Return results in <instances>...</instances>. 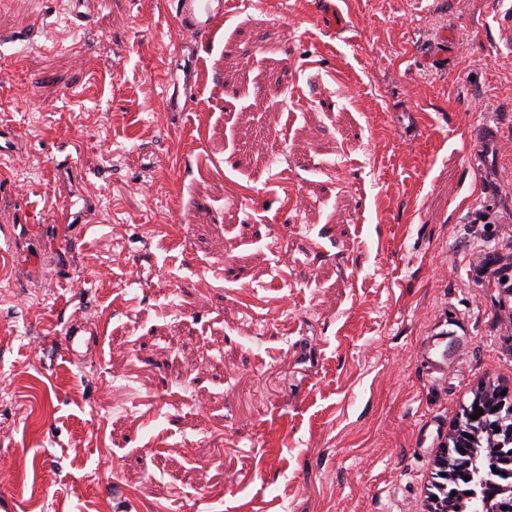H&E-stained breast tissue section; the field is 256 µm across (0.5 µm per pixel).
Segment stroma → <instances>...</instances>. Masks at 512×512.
I'll use <instances>...</instances> for the list:
<instances>
[{"label": "stroma", "instance_id": "obj_1", "mask_svg": "<svg viewBox=\"0 0 512 512\" xmlns=\"http://www.w3.org/2000/svg\"><path fill=\"white\" fill-rule=\"evenodd\" d=\"M169 2L0 0L21 148L0 157V469L22 512H431L462 408L512 390L493 0H236L187 112L162 105ZM79 193L91 222L53 223ZM77 312L99 343L74 360L55 337ZM452 315L470 338L429 373Z\"/></svg>", "mask_w": 512, "mask_h": 512}]
</instances>
